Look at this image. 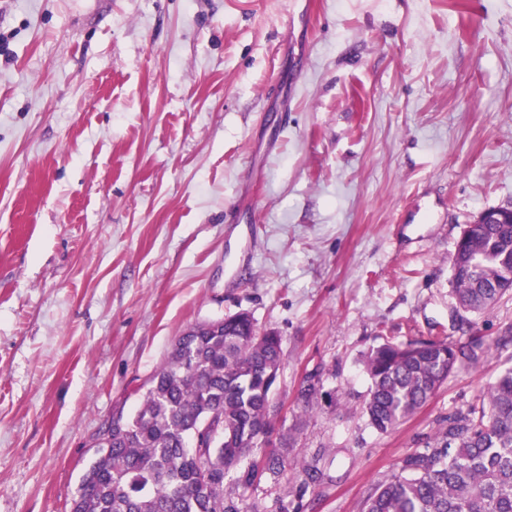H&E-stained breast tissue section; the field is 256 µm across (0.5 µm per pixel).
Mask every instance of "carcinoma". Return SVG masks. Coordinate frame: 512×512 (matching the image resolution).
<instances>
[{
  "label": "carcinoma",
  "mask_w": 512,
  "mask_h": 512,
  "mask_svg": "<svg viewBox=\"0 0 512 512\" xmlns=\"http://www.w3.org/2000/svg\"><path fill=\"white\" fill-rule=\"evenodd\" d=\"M511 224L466 230L452 267L459 322L480 316L512 294ZM476 357L471 344L445 339L371 348L362 365L370 387L361 405L368 426L388 434L424 406L460 358ZM283 360L282 339L256 328L242 311L183 332L167 361L144 384L138 408L113 416L108 449L95 452L82 474L71 512H259L238 490L262 480L305 476L299 492L321 470L272 449L245 463L258 444L272 445L269 401ZM308 380L296 401L318 399ZM234 490L224 493L225 480ZM364 512H512V368L481 390L479 404L448 416L421 450L367 497Z\"/></svg>",
  "instance_id": "obj_1"
}]
</instances>
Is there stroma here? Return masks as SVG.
<instances>
[{
    "label": "stroma",
    "instance_id": "35a3bbf8",
    "mask_svg": "<svg viewBox=\"0 0 512 512\" xmlns=\"http://www.w3.org/2000/svg\"><path fill=\"white\" fill-rule=\"evenodd\" d=\"M495 206L512 0H0V512H70L113 411L241 311L283 340L286 456L325 470L249 500L361 512L512 367L508 295L414 416L382 435L360 412L372 346L471 341L455 246Z\"/></svg>",
    "mask_w": 512,
    "mask_h": 512
}]
</instances>
